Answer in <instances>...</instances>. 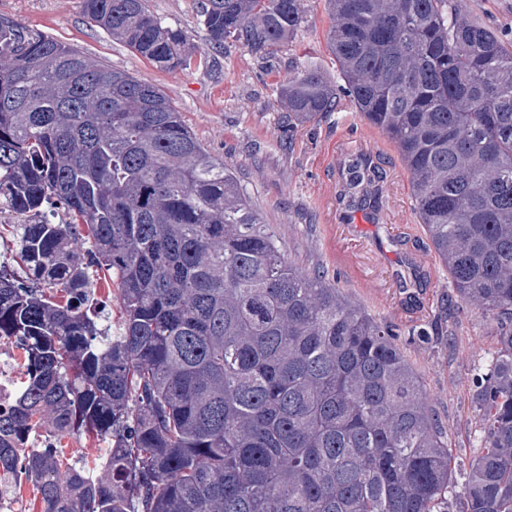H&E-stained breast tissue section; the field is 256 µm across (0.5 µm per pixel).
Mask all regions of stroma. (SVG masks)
Here are the masks:
<instances>
[{
    "label": "stroma",
    "mask_w": 512,
    "mask_h": 512,
    "mask_svg": "<svg viewBox=\"0 0 512 512\" xmlns=\"http://www.w3.org/2000/svg\"><path fill=\"white\" fill-rule=\"evenodd\" d=\"M512 44V0H452ZM163 24L181 28L207 67L161 71L88 23L80 0H0V14L78 47L114 69L159 86L208 151L230 168L253 208L298 266L324 269L371 316L391 326L422 375L456 470L481 455L483 416L473 378L495 355L499 322L456 297L448 272L417 227L410 175L396 146L347 100L289 123L278 85L314 63L336 80L325 0H305L301 26L267 59L212 49L199 0H149ZM383 176V206L342 208L336 192L351 156Z\"/></svg>",
    "instance_id": "1"
}]
</instances>
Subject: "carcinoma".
<instances>
[{"mask_svg": "<svg viewBox=\"0 0 512 512\" xmlns=\"http://www.w3.org/2000/svg\"><path fill=\"white\" fill-rule=\"evenodd\" d=\"M341 83L309 64L288 118L337 99L398 148L414 210L456 296L501 320L474 381L483 448L456 482L422 377L325 272L296 267L224 162L157 86L0 15V340L20 350L0 407V506L37 512H512V48L442 0H327ZM82 12L164 71L207 64L148 0ZM216 50L289 42L304 0H204ZM97 88L85 99L55 68ZM339 199L380 207L363 156ZM69 216L55 221L58 209ZM110 279L109 340L92 305ZM93 434L104 455L58 447ZM0 221V263L3 262V260L8 262V264H5L7 267L14 269L18 274H21L19 267L13 260H17V257L15 256L17 246L15 235L12 232V228L9 226L14 224L15 219L7 215H2ZM13 256L15 258H13ZM96 287L95 297L99 302H102L105 309L103 317L98 321L99 328L105 331L110 339V337L116 336L119 331L121 324L120 310L113 298L111 299L110 290L113 288L108 278L104 279V277L101 276Z\"/></svg>", "mask_w": 512, "mask_h": 512, "instance_id": "cac0c4a2", "label": "carcinoma"}]
</instances>
